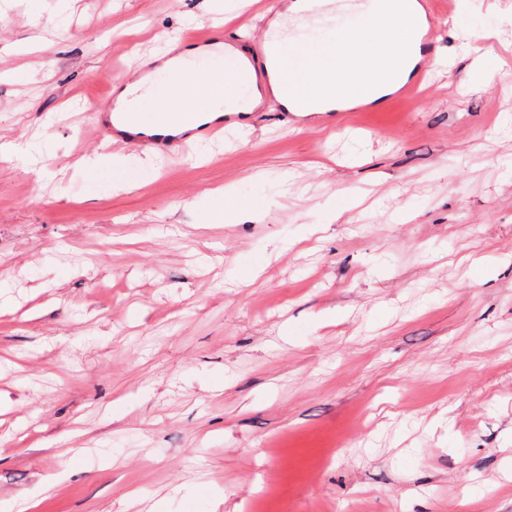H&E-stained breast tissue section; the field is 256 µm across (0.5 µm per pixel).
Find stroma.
<instances>
[{
    "label": "stroma",
    "mask_w": 512,
    "mask_h": 512,
    "mask_svg": "<svg viewBox=\"0 0 512 512\" xmlns=\"http://www.w3.org/2000/svg\"><path fill=\"white\" fill-rule=\"evenodd\" d=\"M250 6L0 0V145L44 150L0 157V502L512 512V0H424L413 99L298 129L269 95L205 159L114 168L110 72L189 29L259 54ZM283 170L209 223L210 190Z\"/></svg>",
    "instance_id": "stroma-1"
}]
</instances>
